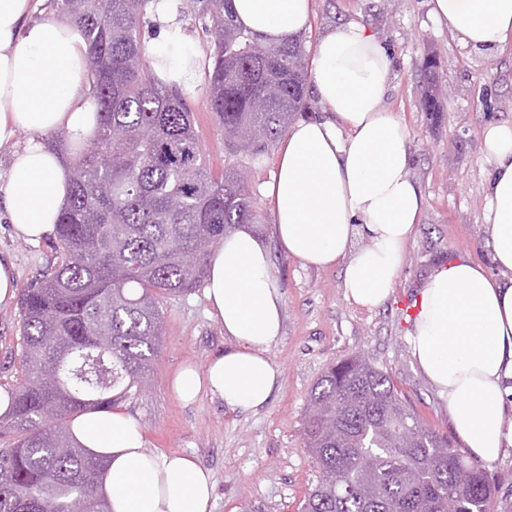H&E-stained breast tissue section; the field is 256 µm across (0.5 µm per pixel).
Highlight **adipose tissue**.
<instances>
[{
    "label": "adipose tissue",
    "instance_id": "ef3b65f1",
    "mask_svg": "<svg viewBox=\"0 0 512 512\" xmlns=\"http://www.w3.org/2000/svg\"><path fill=\"white\" fill-rule=\"evenodd\" d=\"M430 4L433 18L472 51L493 53L512 39V0ZM180 6L181 0H152L155 34L147 52L159 84L193 89L203 61ZM231 9L237 24L275 45L309 28L312 0H231ZM29 10L30 0H0V147L11 149L0 181V221L37 243L54 235L71 178L45 137L61 131L70 142H87L97 112L86 95L91 63L83 32L51 18L27 21ZM309 74L331 117L295 122L280 143L265 188L277 242L304 266H343L346 300L371 310L392 295L423 211L409 174V131L382 106L391 63L363 24L321 36ZM482 144L492 165L482 218L495 265L512 273V123L486 125ZM359 236L367 247H355ZM205 295L234 345L205 371L179 370L172 389L187 403L208 394L234 410L259 409L280 377L270 351L280 337L283 300L269 252L253 233L236 230L212 251ZM417 304L413 356L471 455L497 460L512 447V282L459 255L427 278ZM70 434L105 461L111 512H213L212 471L184 455L147 453L140 425L126 412L80 413Z\"/></svg>",
    "mask_w": 512,
    "mask_h": 512
}]
</instances>
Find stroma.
<instances>
[{
    "instance_id": "stroma-1",
    "label": "stroma",
    "mask_w": 512,
    "mask_h": 512,
    "mask_svg": "<svg viewBox=\"0 0 512 512\" xmlns=\"http://www.w3.org/2000/svg\"><path fill=\"white\" fill-rule=\"evenodd\" d=\"M429 10L430 0H314L311 26L300 36L310 52L324 33L357 21L389 51L392 79L383 105L409 129L410 176L426 200L390 298L371 311L355 308L344 297L342 267L307 268L277 248L264 196L276 160L272 148L252 165L248 181L260 216L254 229L270 249L284 303L281 336L271 350L280 383L265 407L240 412L217 398L204 396L192 404L177 398L170 387L177 371L186 365L205 369L232 342L209 316L204 288L164 301L160 353L140 395L122 406L139 421L146 451L183 453L213 472L214 512H298L318 476L303 440L310 392L330 363L356 353L391 376L423 422L447 434L455 448L463 446L447 408L412 356L413 319L404 305L414 302L428 276L457 254L494 265L482 222L490 167L481 132L491 121L512 122V41L496 54H475L434 22ZM430 55L439 62L443 89V110L436 116L420 107L422 63ZM188 104L206 158L213 168H223V127L204 93L189 96ZM0 252L13 258L21 289L54 261L50 242H26L2 223ZM19 341L18 304L0 307L2 383L21 376ZM482 470L496 512H512V449Z\"/></svg>"
}]
</instances>
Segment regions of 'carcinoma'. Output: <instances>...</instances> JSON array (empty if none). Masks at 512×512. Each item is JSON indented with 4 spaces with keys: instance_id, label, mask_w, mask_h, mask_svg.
Segmentation results:
<instances>
[{
    "instance_id": "1",
    "label": "carcinoma",
    "mask_w": 512,
    "mask_h": 512,
    "mask_svg": "<svg viewBox=\"0 0 512 512\" xmlns=\"http://www.w3.org/2000/svg\"><path fill=\"white\" fill-rule=\"evenodd\" d=\"M152 0H51L57 19L82 28L98 125L70 146L69 202L52 242L54 263L21 291L22 379L0 415V512H107L105 462L75 445L69 421L90 406L138 394L158 355L163 299L206 277L211 250L259 216L245 162H257L307 109L305 49L269 45L239 27L229 0H208L214 41L204 87L227 133L228 162L214 169L178 89L158 84L141 40ZM434 58L421 100L442 111ZM207 247L198 249L199 243ZM109 379L78 374L87 353ZM305 419L319 479L300 512H494L482 469L406 405L391 377L354 355L331 365Z\"/></svg>"
}]
</instances>
